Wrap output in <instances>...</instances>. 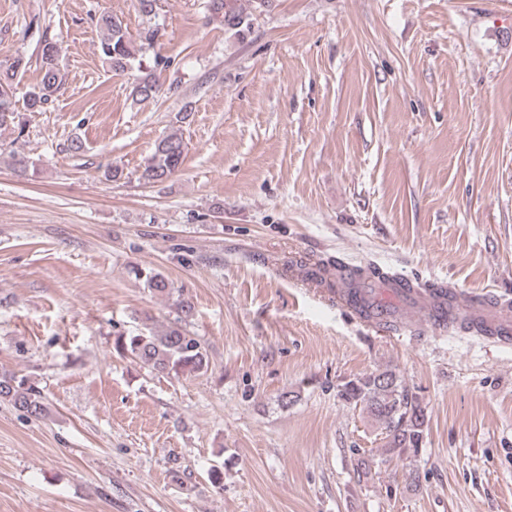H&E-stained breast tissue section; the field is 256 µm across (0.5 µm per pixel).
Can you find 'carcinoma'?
Instances as JSON below:
<instances>
[{
  "label": "carcinoma",
  "instance_id": "obj_1",
  "mask_svg": "<svg viewBox=\"0 0 512 512\" xmlns=\"http://www.w3.org/2000/svg\"><path fill=\"white\" fill-rule=\"evenodd\" d=\"M237 0H224V22L238 26L246 21V14L236 7ZM102 32L98 52L114 70L124 71L136 60L133 40L123 21L112 14H103L98 19ZM42 73L39 84L25 93L24 109L28 112L43 110L62 80L57 46L45 40L38 54ZM31 60L17 55L6 64L0 63V130L8 127H22L20 113L16 108L14 89L19 84ZM140 75L133 88V95L149 100L158 93V85L150 69L138 68ZM187 145L182 135L174 132L161 139L153 154L144 165L140 179L146 184L162 182L182 166ZM344 268L336 260H321L315 269H306L300 262L299 269L306 270L307 277L325 280L333 271ZM130 273L145 280L149 288L161 295H171L169 282L160 273L142 267H131ZM389 277V273L376 267L358 268L352 271L345 287L352 290L366 281ZM115 352L152 371L166 375H192L208 370V351L201 340L182 325L174 324L163 334L153 331L139 332L130 336H119L114 342ZM340 396L346 402L365 412L385 434V450L388 454L401 457L421 447L428 427L426 406L409 391L404 380L396 371L386 369L355 377L345 383ZM0 401H7L15 408L36 419L47 412L45 398L40 388L28 376L16 372L0 374Z\"/></svg>",
  "mask_w": 512,
  "mask_h": 512
}]
</instances>
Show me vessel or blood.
<instances>
[{
    "mask_svg": "<svg viewBox=\"0 0 512 512\" xmlns=\"http://www.w3.org/2000/svg\"><path fill=\"white\" fill-rule=\"evenodd\" d=\"M369 316L364 322L381 333L393 324L410 326L478 323L503 343L512 342V301L485 297H461L458 290L444 294L436 289L421 290L396 282H376L371 286Z\"/></svg>",
    "mask_w": 512,
    "mask_h": 512,
    "instance_id": "obj_1",
    "label": "vessel or blood"
}]
</instances>
